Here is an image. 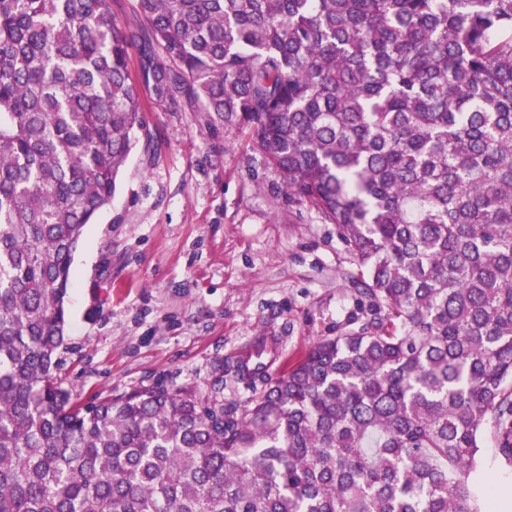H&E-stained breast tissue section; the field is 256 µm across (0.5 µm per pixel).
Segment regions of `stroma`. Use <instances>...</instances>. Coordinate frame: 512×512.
Instances as JSON below:
<instances>
[{
	"mask_svg": "<svg viewBox=\"0 0 512 512\" xmlns=\"http://www.w3.org/2000/svg\"><path fill=\"white\" fill-rule=\"evenodd\" d=\"M109 206L87 225L71 268L57 377L84 404L156 383L206 393L218 363L258 341L271 372L367 307L335 225L280 190L245 128L185 103L148 104ZM512 512V458L485 431L471 482Z\"/></svg>",
	"mask_w": 512,
	"mask_h": 512,
	"instance_id": "35a3bbf8",
	"label": "stroma"
}]
</instances>
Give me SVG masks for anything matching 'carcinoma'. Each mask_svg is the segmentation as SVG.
Returning <instances> with one entry per match:
<instances>
[{
	"label": "carcinoma",
	"mask_w": 512,
	"mask_h": 512,
	"mask_svg": "<svg viewBox=\"0 0 512 512\" xmlns=\"http://www.w3.org/2000/svg\"><path fill=\"white\" fill-rule=\"evenodd\" d=\"M0 0V512H487L512 457V0ZM139 42L138 72L129 47ZM238 124L336 225L369 314L242 405L58 382L73 254L142 88ZM135 6L136 0H110L112 18L121 28L127 31L140 26ZM497 448L493 425L489 423L485 428L483 448L471 485L479 498L486 494H499L497 498L504 499L500 512H512V458H505Z\"/></svg>",
	"instance_id": "obj_1"
}]
</instances>
